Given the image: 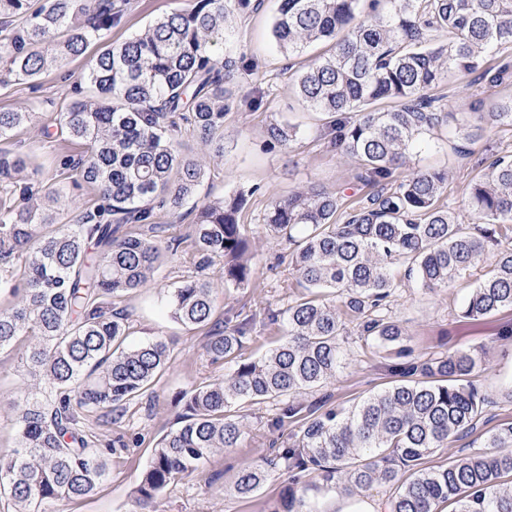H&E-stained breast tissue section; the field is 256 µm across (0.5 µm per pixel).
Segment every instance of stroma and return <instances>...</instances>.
Wrapping results in <instances>:
<instances>
[{
    "label": "stroma",
    "instance_id": "1",
    "mask_svg": "<svg viewBox=\"0 0 512 512\" xmlns=\"http://www.w3.org/2000/svg\"><path fill=\"white\" fill-rule=\"evenodd\" d=\"M191 6L192 0H130L128 11L112 28L110 37L113 42H123L155 18ZM276 12V0H255L250 13L238 23L244 32L249 61L257 71L272 78L273 90L260 94L246 75L237 81L234 104L224 119V155L211 160L195 200L219 198L240 188L249 191L240 221L250 239L253 275L248 283L238 286L225 282L220 262L199 269L192 243L195 202L186 203L175 220L159 213L160 246L175 241L179 247L176 253L165 254L151 283L117 300L115 308L128 314L132 341L164 339L171 346V359L142 396L82 421V430L108 463L107 479L97 493L77 501L43 504L42 512H131V496L152 448L163 434L178 426L182 394L224 376V365L211 363L206 353L212 332L223 328L225 319L233 314L251 317L243 347L247 356L258 355L286 337L282 314L301 290L292 274L287 242L273 237L263 222L270 202L309 186L341 196L348 203L368 193L357 180L358 161L332 150L325 117L304 110L296 96L289 72L302 61L276 50L271 35ZM82 66L77 60L62 69H49L34 88L18 80L0 85V110L23 111L39 98L44 111H60L72 97ZM437 93L443 98V111L466 112L476 101L490 103L512 95V81L479 82L471 74H454L444 80ZM275 122L300 123V138L285 148L271 144L267 128ZM0 145L15 153L32 151L38 155L37 180L59 189L62 195L60 223H71L80 211L96 204V192L87 186L75 187L74 172L60 165L61 160L79 153V145L56 136L44 138L34 126L18 131ZM456 145L447 132H440L436 148L412 159L396 175L401 178L412 170L426 168L447 172L444 200L455 208L460 223L474 225L477 217L462 205L467 187L495 153L512 152V128H492L484 138L467 144L462 153L457 152ZM200 272L214 284L215 313L208 327L189 329L171 320L165 306L173 288ZM470 286V281L461 279L429 291L415 281L401 280L390 316L404 328L416 356L483 352L484 363L474 381L491 402L486 423L491 429L512 421V311L459 321L456 311ZM271 311L278 313L277 322L268 321ZM346 332L351 350L347 366L335 379L303 394L300 404L349 406L395 381L396 357L382 349H363L355 325H348ZM25 350V345L19 343L0 351V455L10 453L14 446L18 405L31 384L22 364ZM283 406V401L276 399L247 407V433L239 447L216 450L202 474L168 487L158 498L155 512H268L285 481L284 475L269 470L262 488L249 497L235 492L234 475L239 468L268 458L273 443L287 440L291 425H271Z\"/></svg>",
    "mask_w": 512,
    "mask_h": 512
}]
</instances>
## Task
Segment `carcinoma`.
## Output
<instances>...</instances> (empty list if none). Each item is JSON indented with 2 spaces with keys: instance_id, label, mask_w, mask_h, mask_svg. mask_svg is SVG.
<instances>
[{
  "instance_id": "carcinoma-1",
  "label": "carcinoma",
  "mask_w": 512,
  "mask_h": 512,
  "mask_svg": "<svg viewBox=\"0 0 512 512\" xmlns=\"http://www.w3.org/2000/svg\"><path fill=\"white\" fill-rule=\"evenodd\" d=\"M128 0H0V71L32 83L107 40ZM252 0H194L190 11L156 18L119 45H108L82 71L77 98L59 112L0 111V141L37 122L82 146L63 162L98 192V203L75 224H57L55 193L28 175L29 157L0 149V291L17 298L0 311V350L27 344L28 375L45 395L19 404L15 447L0 457V500L12 512H40L52 501L93 495L106 473L103 453L79 423L82 413L113 408L143 395L167 366L162 340L128 341L112 299L145 287L161 252L152 237L156 209L170 217L207 174L203 158L176 147L185 128L224 155V116L239 74H255L246 54L224 45L231 16ZM280 51L301 55L318 42L328 53L294 77L304 108L335 117L332 147L359 162L357 179L374 191L348 206L309 187L271 202L263 223L293 246L292 267L307 294L285 311L288 339L254 359L242 353L251 318L210 336L206 353L228 365L224 379L182 397L181 425L152 449L133 492V512H151L171 484L200 472L216 448H236L245 434L237 408L286 398L277 423L305 414L261 464L240 469L234 489L257 492L275 465L291 478L318 472L319 481L287 486L271 512H315L310 494L343 485L366 491L395 487L389 512H512V421L484 433V399L471 377L482 354L457 351L412 362L403 329L388 315L398 279L434 290L465 277L471 291L458 316L477 320L512 310V248L483 267L489 243L512 240V154L496 155L469 184L464 205L484 226L456 220L442 196L448 174L418 169L392 184L395 171L429 147L447 122L433 94L458 72H481L497 83L512 68V0H280L272 27ZM497 66L484 67L488 55ZM512 126V97L479 101L451 133L476 141L487 129ZM295 125L272 124L271 142L295 141ZM238 191L196 209L200 266L224 260V281L252 277L249 241L238 215ZM96 257L87 256V245ZM211 282L198 277L170 293L166 309L186 327L213 316ZM361 329L368 348L405 359L400 380L350 407L303 406L294 399L346 366V324ZM478 434L482 449L449 466H424L451 438Z\"/></svg>"
}]
</instances>
